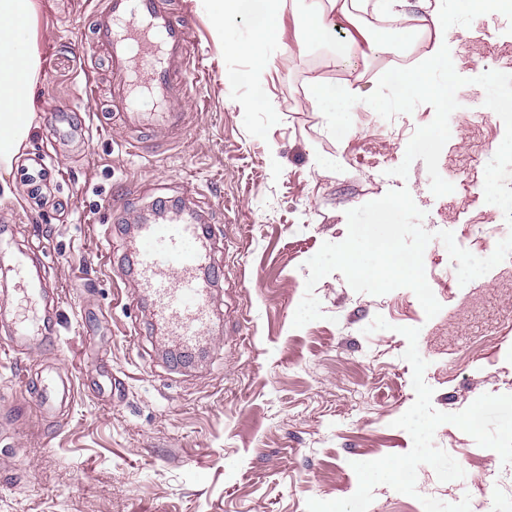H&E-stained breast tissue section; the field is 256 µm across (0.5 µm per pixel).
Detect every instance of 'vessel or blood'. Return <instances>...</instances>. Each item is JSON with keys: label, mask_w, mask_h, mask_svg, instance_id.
<instances>
[{"label": "vessel or blood", "mask_w": 512, "mask_h": 512, "mask_svg": "<svg viewBox=\"0 0 512 512\" xmlns=\"http://www.w3.org/2000/svg\"><path fill=\"white\" fill-rule=\"evenodd\" d=\"M173 0H98L91 41L108 61L109 109L124 129L160 134L186 127L187 76L195 67L189 52V20L174 17ZM138 285L151 303L164 337L183 354L192 353L207 331L214 306L215 256L224 243L205 225L170 221L140 225L133 243ZM0 257L17 273L27 301L44 295L41 278L29 273L30 256L15 243L14 228L0 225ZM56 317L35 314L12 324L9 351L28 343H50ZM37 412L53 416L74 402L71 381L41 378L26 385Z\"/></svg>", "instance_id": "b4317fda"}]
</instances>
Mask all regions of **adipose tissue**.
<instances>
[{
    "label": "adipose tissue",
    "mask_w": 512,
    "mask_h": 512,
    "mask_svg": "<svg viewBox=\"0 0 512 512\" xmlns=\"http://www.w3.org/2000/svg\"><path fill=\"white\" fill-rule=\"evenodd\" d=\"M362 0H312L303 22L302 45L325 41L337 22L348 26L347 38L338 54L350 58L355 50L366 49L374 54L382 51L381 43L361 24L358 13ZM450 17L439 9L427 11L417 27L395 31L392 40L402 46L416 33L432 35L427 52L416 67L398 74L407 94L429 91L442 111H451L454 96L450 81L432 82L437 72L453 71V60L448 50ZM24 35L27 50L22 59H14L8 43L15 35ZM42 70V59L37 46V9L35 0H0V194L10 195L11 189L4 176L10 173L21 149L31 136L34 117L35 86Z\"/></svg>",
    "instance_id": "obj_1"
}]
</instances>
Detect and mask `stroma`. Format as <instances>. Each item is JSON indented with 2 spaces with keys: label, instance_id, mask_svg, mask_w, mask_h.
I'll use <instances>...</instances> for the list:
<instances>
[{
  "label": "stroma",
  "instance_id": "obj_1",
  "mask_svg": "<svg viewBox=\"0 0 512 512\" xmlns=\"http://www.w3.org/2000/svg\"><path fill=\"white\" fill-rule=\"evenodd\" d=\"M39 2L34 127L7 178L14 196L0 197V221L44 261L58 339L0 355V512H307L308 499L349 497L358 488L354 463L412 447L410 434L393 425L416 398L405 327L420 330L435 409L458 413L481 395L512 394V299L496 293L492 271L449 285L454 264L437 239L424 252L441 305L435 317L426 318L410 289L358 293L335 272L315 287L322 318L292 325L307 260L322 243L346 239L348 210L389 190H409L427 231H450L479 257L495 250L497 238L463 237L473 215L499 222L485 200L484 168L469 167L476 153L491 160L505 135L479 116L472 95L471 78L499 50L480 33L485 16L457 10L454 0H408L404 9L410 19L429 5L450 16L454 65L469 80L456 94L458 131L438 169L471 188L437 197L423 160L411 163L407 179L389 174L416 129L433 120L431 105L389 120L362 106L335 140L310 93L313 77L339 72L330 49L298 48L291 27L263 37L237 16L216 38L204 0H180L194 20L191 53L207 68L190 82L189 124L129 151L119 128L101 130L84 95L87 79L108 86L101 53L83 43L96 0ZM235 39L254 42L272 61L261 106L225 77L242 63L226 48ZM388 60L354 56L339 73L368 95ZM52 101L72 110L80 133L53 132ZM38 150L54 175L32 189L20 174ZM159 201L190 208L224 242L207 356L186 368L164 359L128 265L130 226ZM470 293L483 298L485 319L471 318ZM378 316L388 329L366 333ZM50 368L72 376L80 393L73 408L45 419L22 391L28 376ZM106 370L122 379L121 393L95 387ZM434 443L464 478L448 484L420 465L417 496L382 484L368 512H424L425 496L469 499L470 512H512V463L450 423L437 428Z\"/></svg>",
  "mask_w": 512,
  "mask_h": 512
}]
</instances>
